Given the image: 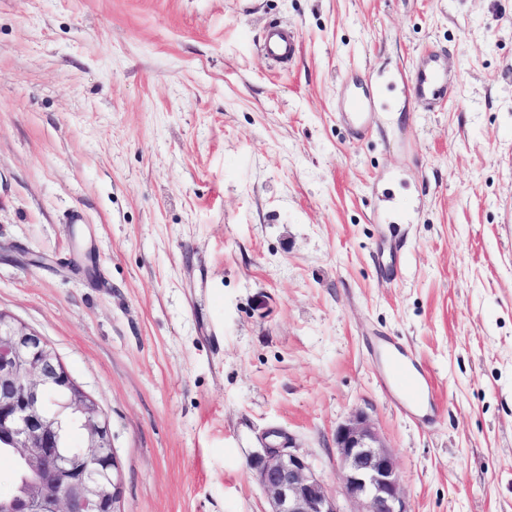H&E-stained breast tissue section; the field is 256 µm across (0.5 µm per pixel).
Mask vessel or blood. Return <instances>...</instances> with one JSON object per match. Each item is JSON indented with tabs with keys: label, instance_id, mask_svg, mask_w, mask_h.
Returning a JSON list of instances; mask_svg holds the SVG:
<instances>
[{
	"label": "vessel or blood",
	"instance_id": "b4317fda",
	"mask_svg": "<svg viewBox=\"0 0 512 512\" xmlns=\"http://www.w3.org/2000/svg\"><path fill=\"white\" fill-rule=\"evenodd\" d=\"M298 50L295 35L287 30L272 26L266 29L263 51L268 58L279 64L288 63ZM451 78L437 60H429L417 67L412 74L393 78L380 77L375 85L374 95L363 97L348 96L343 105L341 117L356 137H363L369 128V113L378 109L388 111L386 98L388 90L400 89L402 95L415 101L436 104L444 98ZM383 383L405 395L413 407L433 403L434 392L431 378L420 372L411 357L397 349L387 352Z\"/></svg>",
	"mask_w": 512,
	"mask_h": 512
}]
</instances>
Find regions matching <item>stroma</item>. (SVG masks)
Here are the masks:
<instances>
[{"instance_id":"stroma-1","label":"stroma","mask_w":512,"mask_h":512,"mask_svg":"<svg viewBox=\"0 0 512 512\" xmlns=\"http://www.w3.org/2000/svg\"><path fill=\"white\" fill-rule=\"evenodd\" d=\"M428 49L448 101L353 139ZM0 310L106 416L121 512H269L272 431L338 489L357 412L412 512H512V0H0ZM298 50L295 35L277 26L266 29L263 38V51L268 58L279 64H287ZM450 81L448 71L431 57L410 75L380 77L375 84L373 96H348L343 104L341 117L351 132L356 137L362 138L369 128V111L380 109L387 112L389 110L387 90L398 87L405 98L434 105L444 98ZM383 383L405 395L413 407L419 408L425 403L434 404L430 376L420 372L413 358L398 349L388 348Z\"/></svg>"}]
</instances>
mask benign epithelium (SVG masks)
<instances>
[{
	"label": "benign epithelium",
	"instance_id": "1",
	"mask_svg": "<svg viewBox=\"0 0 512 512\" xmlns=\"http://www.w3.org/2000/svg\"><path fill=\"white\" fill-rule=\"evenodd\" d=\"M53 390L79 418L77 454L59 447L60 422L45 411ZM0 442L18 460L19 494L0 512H120L123 478L109 423L36 331L0 311ZM341 498L308 458L283 443L265 444L253 464L270 512H411L392 451L362 412L336 428Z\"/></svg>",
	"mask_w": 512,
	"mask_h": 512
}]
</instances>
